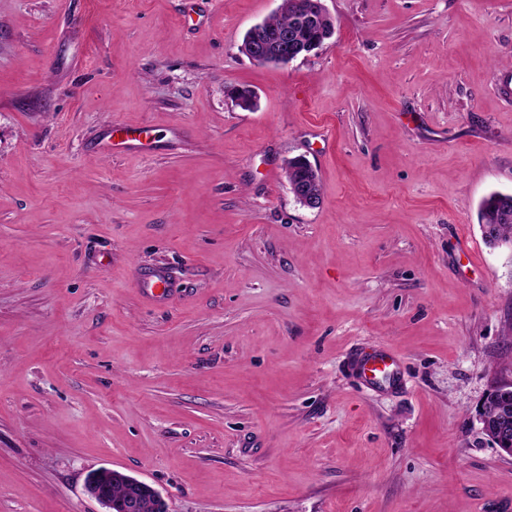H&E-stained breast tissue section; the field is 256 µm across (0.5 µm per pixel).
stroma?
<instances>
[{"label":"stroma","mask_w":512,"mask_h":512,"mask_svg":"<svg viewBox=\"0 0 512 512\" xmlns=\"http://www.w3.org/2000/svg\"><path fill=\"white\" fill-rule=\"evenodd\" d=\"M279 5L0 0V512H104L100 467L167 512H512L478 420L512 379L478 222L512 193V0H325L330 40L256 63ZM117 125L141 144L104 154ZM371 347L402 388L361 385ZM141 288L143 293L150 299L165 298L170 295L166 273L162 269L153 271L150 275L141 279ZM161 288V293L155 290Z\"/></svg>","instance_id":"1"}]
</instances>
